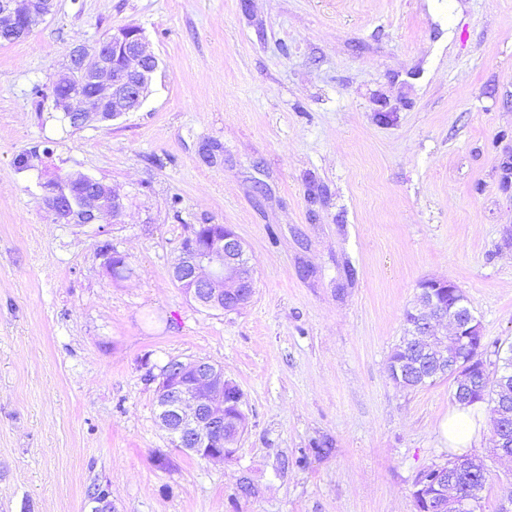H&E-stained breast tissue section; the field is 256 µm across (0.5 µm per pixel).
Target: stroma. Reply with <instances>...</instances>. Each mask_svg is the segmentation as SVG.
Here are the masks:
<instances>
[{
    "label": "stroma",
    "instance_id": "stroma-1",
    "mask_svg": "<svg viewBox=\"0 0 512 512\" xmlns=\"http://www.w3.org/2000/svg\"><path fill=\"white\" fill-rule=\"evenodd\" d=\"M127 24L158 60L149 97L70 128V49ZM77 173L120 190L121 223L54 222L39 183ZM199 224L246 244L238 311L171 277ZM426 279L512 345V0H53L0 44V512H92L95 484L116 512H416L452 387H399L388 357ZM172 359L242 391L231 459L160 427ZM490 438L485 417L499 512L512 463Z\"/></svg>",
    "mask_w": 512,
    "mask_h": 512
}]
</instances>
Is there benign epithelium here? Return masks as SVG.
I'll return each instance as SVG.
<instances>
[{"label": "benign epithelium", "instance_id": "1", "mask_svg": "<svg viewBox=\"0 0 512 512\" xmlns=\"http://www.w3.org/2000/svg\"><path fill=\"white\" fill-rule=\"evenodd\" d=\"M51 0H0V31L17 32V21L25 18L35 27L50 15ZM158 64L157 57L141 30L135 25L117 29L106 45L95 48L79 44L72 50L65 71L72 84L91 81L95 92L87 96L70 93L61 111L70 116L94 113L112 105V118L138 111L150 92L148 66ZM67 188L61 192L39 183L42 197L58 224H97L103 212L119 222L124 213L122 197L117 190L87 174L66 177ZM246 250L242 240L229 227L224 235L206 234L181 247L171 275L180 288L198 303H206L226 311H234L248 303L253 294V270L245 265ZM448 291L443 302L436 292ZM463 293L450 280H424L419 284L416 313L419 331L417 350L428 356L435 375L446 376L463 387L469 376L465 364L448 366V359L472 336L482 335L481 322L472 312H464ZM166 376L176 380L161 406L160 426L179 445L185 439L194 443L190 452L209 461H224L234 454L230 444L242 435L246 416H224V388L231 381L224 377V367L205 359L178 361L165 366ZM508 400H503L496 418L501 429L498 445L505 454L512 453V416H508ZM466 478L462 470L444 472L439 477L422 481L418 491L432 502L443 505L451 500L455 512H477L478 500L458 492ZM93 512H114L110 491L97 489L91 496Z\"/></svg>", "mask_w": 512, "mask_h": 512}]
</instances>
